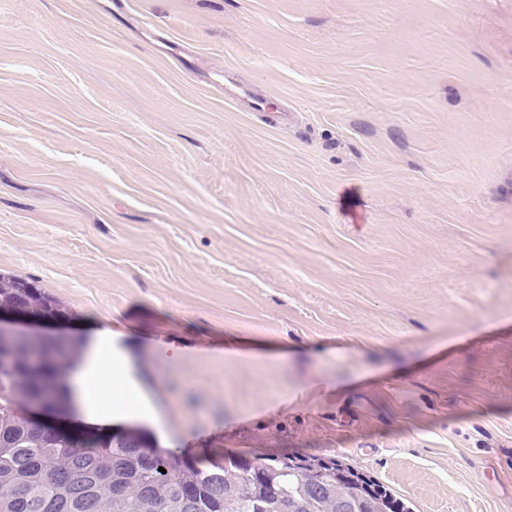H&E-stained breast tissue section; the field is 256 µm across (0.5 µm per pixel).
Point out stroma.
<instances>
[{
    "label": "stroma",
    "instance_id": "1",
    "mask_svg": "<svg viewBox=\"0 0 512 512\" xmlns=\"http://www.w3.org/2000/svg\"><path fill=\"white\" fill-rule=\"evenodd\" d=\"M0 272L113 432L512 512V0H0ZM126 373L125 365L112 357V334L107 332L105 336L100 337V343L93 354L91 365L77 378L79 396L87 407L86 414L88 416L109 424L112 423L109 403L111 399L114 401L124 395L130 400H139L138 392L127 384L117 392L112 391V388H99L94 392L90 391L94 381L105 377L111 380H124Z\"/></svg>",
    "mask_w": 512,
    "mask_h": 512
}]
</instances>
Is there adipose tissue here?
<instances>
[{
  "label": "adipose tissue",
  "mask_w": 512,
  "mask_h": 512,
  "mask_svg": "<svg viewBox=\"0 0 512 512\" xmlns=\"http://www.w3.org/2000/svg\"><path fill=\"white\" fill-rule=\"evenodd\" d=\"M127 369L112 355V338L105 335L100 339L98 348L93 354L90 366L79 374L77 385L82 402L86 406L88 416L99 419L104 423H111L110 414L112 400L119 396H126L130 400H138V392L129 385L124 384L121 391L115 392L105 388H94L93 383L102 378L123 381Z\"/></svg>",
  "instance_id": "obj_1"
}]
</instances>
